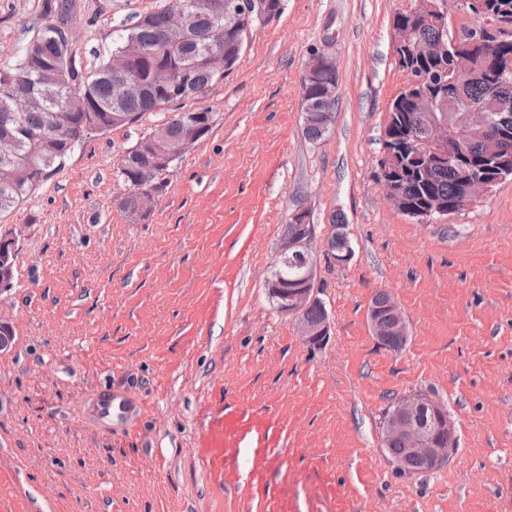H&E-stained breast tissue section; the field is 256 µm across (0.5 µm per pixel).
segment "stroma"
<instances>
[{"instance_id":"stroma-1","label":"stroma","mask_w":512,"mask_h":512,"mask_svg":"<svg viewBox=\"0 0 512 512\" xmlns=\"http://www.w3.org/2000/svg\"><path fill=\"white\" fill-rule=\"evenodd\" d=\"M415 0H284L247 30L201 106L208 136L173 168L148 219L118 207L122 157L171 108L87 138L0 217L16 241L0 295V512H512V180L449 220L394 209L377 161L409 77L392 48ZM56 0H0V69ZM168 0H74L79 71ZM333 59V124L303 134L312 54ZM308 210L324 344L267 289L290 215ZM341 217L345 264L326 241ZM386 291L408 341L381 348L368 310ZM141 403L109 432L82 416L96 389ZM424 394L453 420L442 466L398 473L383 415Z\"/></svg>"}]
</instances>
